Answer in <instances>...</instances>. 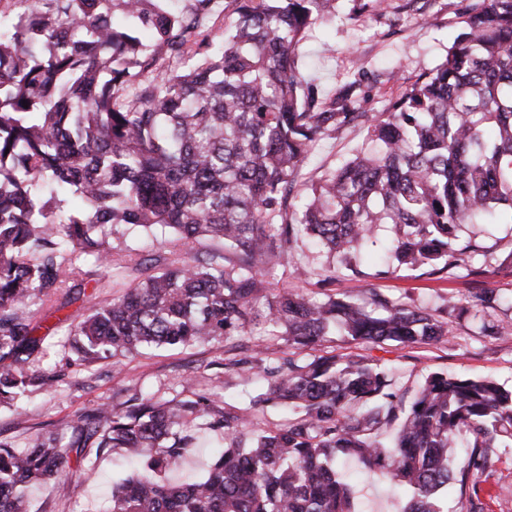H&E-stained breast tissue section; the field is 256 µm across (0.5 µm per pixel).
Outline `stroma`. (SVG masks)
<instances>
[{"label": "stroma", "instance_id": "obj_1", "mask_svg": "<svg viewBox=\"0 0 512 512\" xmlns=\"http://www.w3.org/2000/svg\"><path fill=\"white\" fill-rule=\"evenodd\" d=\"M404 3L380 0L358 15L346 4L335 20L320 21L311 28L297 53L323 98L334 99L344 84L356 80L369 97L365 111L379 112L388 100L398 98L420 75L444 60L471 0H428L420 12L405 8ZM364 136V128L348 126L321 141L301 171L300 181L314 179L323 169L350 156ZM475 241L480 250L472 264L488 269V285L501 297L499 306L481 320L465 310L471 286L466 271L439 278L418 269L395 267L380 277L376 274L380 262L376 251L363 264L362 275L328 280L323 276L327 266L323 250L301 240L292 249L295 267H277L269 281L273 289L285 288L319 299L330 295L362 298L374 288L446 318L451 332L449 341L412 345L356 343L335 332L314 348L303 349V356L363 355L371 363L392 369L395 385L403 391H415L435 370L487 377L511 388L512 269L504 267L502 260L512 253V224L487 225ZM110 243L109 277L84 284L79 298L63 308L61 317L48 319L54 330L45 341L37 366L65 370V377L52 389L30 394L20 409L0 407V437L9 438L16 446H27L37 435L61 428L98 405L122 409L128 399L140 394L182 400L203 391L218 402L244 406L249 395L264 389L265 381L257 376L250 385H242L237 374L224 367L229 348L239 343L249 354L266 360L286 348L283 340L253 333L206 346L148 349L133 357L86 363L77 360L70 348L69 319H81L94 304L126 288L137 276L132 260L159 257L171 261L185 255L180 242L167 234L148 237L123 229L112 234ZM452 298L460 305V312L449 313ZM486 321L495 325L497 335L482 331ZM193 432L194 440L173 471V479L203 477L212 455L224 446L223 431L210 428L205 420H197ZM342 467L356 476L358 512H398L401 503L391 495L385 478L351 460L344 461ZM126 472L119 456L88 453L83 460L72 462L69 477L56 482L49 492L31 493L32 512H100L113 479ZM482 488L484 512H512V447L496 450Z\"/></svg>", "mask_w": 512, "mask_h": 512}]
</instances>
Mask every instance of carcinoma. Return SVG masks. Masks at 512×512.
<instances>
[{
  "label": "carcinoma",
  "mask_w": 512,
  "mask_h": 512,
  "mask_svg": "<svg viewBox=\"0 0 512 512\" xmlns=\"http://www.w3.org/2000/svg\"><path fill=\"white\" fill-rule=\"evenodd\" d=\"M19 2L24 21L0 30V406L60 380L31 368L40 307H65L64 288L90 276L82 260L112 268L109 235L121 228L168 232L189 250L217 239L224 251L157 259L93 306L74 326L80 360L260 324L292 352L224 363L267 382L244 408L137 396L21 450L0 440V512H30V493L88 448L142 461L112 482L106 512H356L340 455L388 474L399 512H483L480 477L512 444V389L433 371L409 399L363 356L300 357L336 324L353 341L410 345L446 340L448 323L377 291L367 306L273 294L266 271L305 233L339 259L331 276L358 274L388 224L396 266L451 276L477 251L463 228L512 224V0H473L445 60L375 115L353 84L320 97L296 58L339 0H236L219 48L204 31L214 0ZM358 122L363 145L298 190L314 145ZM472 298L500 302L478 286ZM271 405L287 406L288 421L246 443ZM191 416L224 429V448L203 478L174 483Z\"/></svg>",
  "instance_id": "1"
}]
</instances>
